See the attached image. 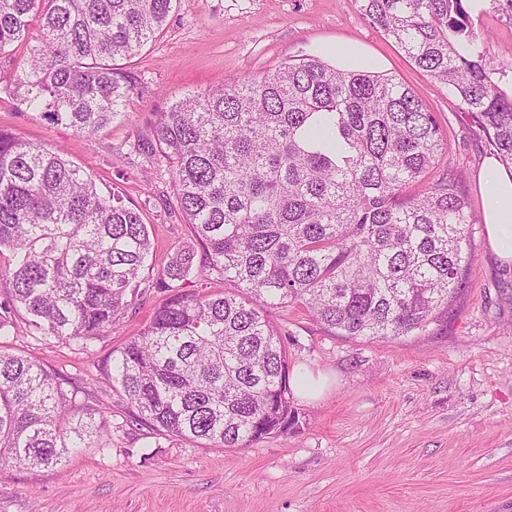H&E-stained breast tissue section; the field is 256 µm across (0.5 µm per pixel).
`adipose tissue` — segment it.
<instances>
[{
  "instance_id": "1",
  "label": "adipose tissue",
  "mask_w": 512,
  "mask_h": 512,
  "mask_svg": "<svg viewBox=\"0 0 512 512\" xmlns=\"http://www.w3.org/2000/svg\"><path fill=\"white\" fill-rule=\"evenodd\" d=\"M477 179L489 246L501 262L512 265V168L490 156L484 159Z\"/></svg>"
}]
</instances>
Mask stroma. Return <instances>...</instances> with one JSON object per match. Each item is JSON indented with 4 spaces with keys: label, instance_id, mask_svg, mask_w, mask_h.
I'll return each mask as SVG.
<instances>
[{
    "label": "stroma",
    "instance_id": "35a3bbf8",
    "mask_svg": "<svg viewBox=\"0 0 512 512\" xmlns=\"http://www.w3.org/2000/svg\"><path fill=\"white\" fill-rule=\"evenodd\" d=\"M493 79L512 88V22L498 5L471 16ZM356 43L382 70L408 83L448 134V159L475 177L493 149L477 119L371 27L352 0H185L159 38L128 68L146 88L122 117L86 138L32 118L0 92V129L62 150L101 190L137 209L155 242L150 275L170 253L193 246L176 208L170 172L140 145L151 120L183 95L218 88L310 55L333 61ZM466 286L426 330L387 340L349 339L301 306L270 309L291 374L328 386L295 397L299 423L247 448H219L134 421L107 373L112 353L165 296L140 288L119 325L86 349L46 338L11 310L0 349L42 364L79 388L77 402L110 425L102 448L62 466L0 465V512H512V268L471 228Z\"/></svg>",
    "mask_w": 512,
    "mask_h": 512
}]
</instances>
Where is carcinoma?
Wrapping results in <instances>:
<instances>
[{"label": "carcinoma", "mask_w": 512, "mask_h": 512, "mask_svg": "<svg viewBox=\"0 0 512 512\" xmlns=\"http://www.w3.org/2000/svg\"><path fill=\"white\" fill-rule=\"evenodd\" d=\"M184 0H0L4 91L53 125L93 136L138 85L119 61L156 40ZM466 0H352L370 26L470 112L512 165V91L473 35ZM201 252L178 249L151 287L167 298L112 354L108 381L135 418L177 438L247 448L294 428L288 354L267 311L301 304L338 336L424 330L473 260L478 216L448 136L407 84L311 55L155 114ZM441 174L424 190L413 185ZM152 249L148 226L61 153L0 129V277L45 337L86 349L124 318ZM215 294L181 289L195 258ZM77 390L0 350V463L49 468L99 445L108 422Z\"/></svg>", "instance_id": "obj_1"}]
</instances>
